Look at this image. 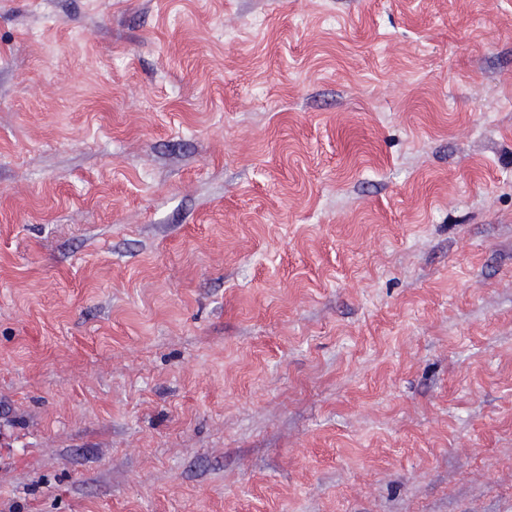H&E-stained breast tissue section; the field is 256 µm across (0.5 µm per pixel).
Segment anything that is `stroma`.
Here are the masks:
<instances>
[{
	"label": "stroma",
	"instance_id": "stroma-1",
	"mask_svg": "<svg viewBox=\"0 0 512 512\" xmlns=\"http://www.w3.org/2000/svg\"><path fill=\"white\" fill-rule=\"evenodd\" d=\"M0 512H512V0H0Z\"/></svg>",
	"mask_w": 512,
	"mask_h": 512
}]
</instances>
